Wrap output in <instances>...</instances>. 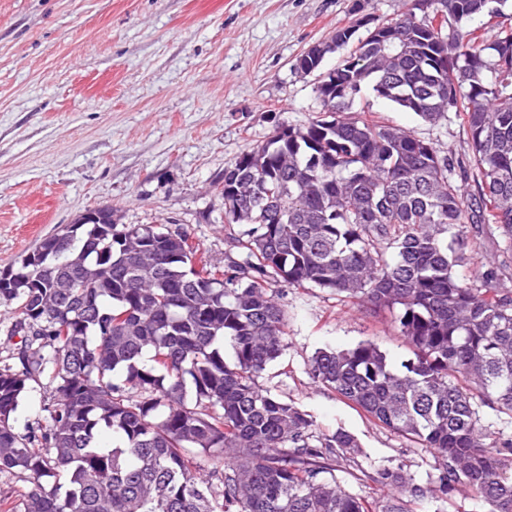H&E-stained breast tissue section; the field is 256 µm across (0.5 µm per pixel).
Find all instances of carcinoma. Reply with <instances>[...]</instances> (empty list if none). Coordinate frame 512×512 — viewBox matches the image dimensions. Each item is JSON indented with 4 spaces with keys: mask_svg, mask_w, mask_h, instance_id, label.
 Wrapping results in <instances>:
<instances>
[{
    "mask_svg": "<svg viewBox=\"0 0 512 512\" xmlns=\"http://www.w3.org/2000/svg\"><path fill=\"white\" fill-rule=\"evenodd\" d=\"M488 17L484 37L469 23ZM512 3L412 0L394 42L350 25L297 58L321 109L281 125L224 170V219L243 224L239 259L221 265L163 224H73L13 270L22 369L0 368V473L33 484L23 512H414L463 492L512 512V292L473 263L468 225L512 250ZM436 124L452 113L468 140L463 174L433 143L351 111L363 89ZM272 282L318 288L389 311L409 355L373 340L321 349L312 381L427 448L419 483L379 466L377 511L336 480L357 438L319 430L258 379L288 349ZM231 349L234 361L225 359ZM54 384L46 424H10L27 382Z\"/></svg>",
    "mask_w": 512,
    "mask_h": 512,
    "instance_id": "1",
    "label": "carcinoma"
}]
</instances>
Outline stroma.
<instances>
[{
	"label": "stroma",
	"instance_id": "35a3bbf8",
	"mask_svg": "<svg viewBox=\"0 0 512 512\" xmlns=\"http://www.w3.org/2000/svg\"><path fill=\"white\" fill-rule=\"evenodd\" d=\"M402 0H0V272L98 205L117 224H163L217 261L237 255L242 227L224 221L212 185L279 124L320 109L297 58L337 29L386 22ZM356 107L463 157L457 120L431 125L363 90ZM479 267L497 262L512 290V256L496 232L471 233ZM287 320L285 367L259 378L320 429L354 434V464L336 465L351 494L379 503L380 465L425 482L434 459L312 383L311 356L374 339L407 355L389 319L317 288L273 284ZM49 379L29 382L11 419L18 433L44 425Z\"/></svg>",
	"mask_w": 512,
	"mask_h": 512
}]
</instances>
